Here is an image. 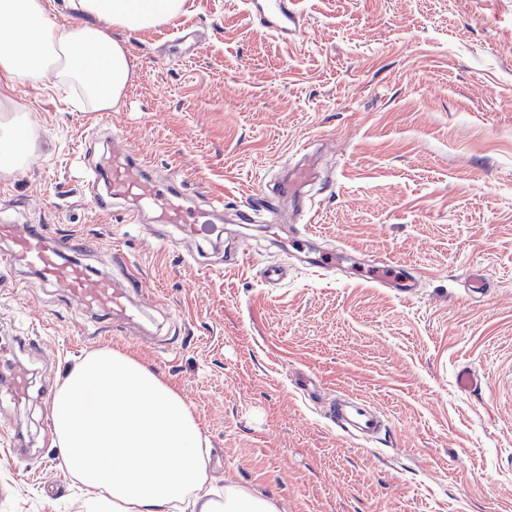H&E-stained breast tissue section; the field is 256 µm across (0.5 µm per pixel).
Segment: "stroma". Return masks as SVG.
<instances>
[{
  "label": "stroma",
  "mask_w": 512,
  "mask_h": 512,
  "mask_svg": "<svg viewBox=\"0 0 512 512\" xmlns=\"http://www.w3.org/2000/svg\"><path fill=\"white\" fill-rule=\"evenodd\" d=\"M297 2L305 33L288 44L247 0H186L204 34L186 59L168 53L172 24L123 33L133 75L109 111L70 106L50 72L14 85L35 150L0 173V217L88 240L92 269L137 268L156 340L97 334L20 265L0 275V340L34 336L19 358L36 388L101 349L140 360L191 406L216 486H250L279 512H512V0ZM111 131L222 202L221 236L99 218L85 138ZM305 157L312 234L298 252L289 202H262L248 228L235 206ZM337 248L338 265L313 266ZM375 254L415 268L416 294L379 287L362 263ZM270 263L287 267L280 284L262 280ZM474 268L485 293L465 287ZM466 367L480 389L459 387ZM341 393L384 416L379 439L328 420ZM41 414L35 398L0 401L30 446L23 462L0 450V512H86L94 491Z\"/></svg>",
  "instance_id": "obj_1"
}]
</instances>
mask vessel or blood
I'll list each match as a JSON object with an SVG mask.
<instances>
[{
    "label": "vessel or blood",
    "mask_w": 512,
    "mask_h": 512,
    "mask_svg": "<svg viewBox=\"0 0 512 512\" xmlns=\"http://www.w3.org/2000/svg\"><path fill=\"white\" fill-rule=\"evenodd\" d=\"M253 22L286 39L300 33L302 16L292 0H249ZM92 188L91 202L104 214L118 205L132 203L126 211L127 223H138L142 213H149L153 223L179 225L189 238L210 236L217 232L218 218L213 207L193 203L184 193L181 180L172 174L158 176L149 162L131 153L122 144L101 153L85 173ZM0 240L7 242L0 252V268L23 265L43 285L58 288L96 319L104 333L124 332L126 326L147 322L143 304L142 278L138 270L129 269L123 280L107 273H94L78 259L83 245L76 237L49 239L42 226L0 222ZM380 287L397 294L411 295L417 286L414 274L381 260L376 266ZM0 380L11 396L26 400L31 381L18 363L0 353ZM328 417L337 428L362 438L378 435L384 427L381 415L365 404L344 398L328 407Z\"/></svg>",
    "instance_id": "vessel-or-blood-1"
}]
</instances>
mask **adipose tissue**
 Segmentation results:
<instances>
[{
  "label": "adipose tissue",
  "mask_w": 512,
  "mask_h": 512,
  "mask_svg": "<svg viewBox=\"0 0 512 512\" xmlns=\"http://www.w3.org/2000/svg\"><path fill=\"white\" fill-rule=\"evenodd\" d=\"M72 16L53 22L46 0H0V80L81 92L87 112L112 109L133 71L113 31H146L176 20L185 0H65ZM35 138L23 116L0 98V170L29 164ZM65 466L96 489L88 512H279L245 485L209 487L206 439L181 396L128 355L102 349L66 374L51 406Z\"/></svg>",
  "instance_id": "1"
}]
</instances>
